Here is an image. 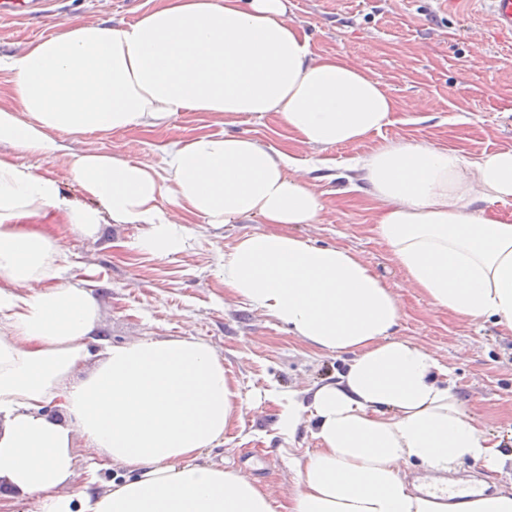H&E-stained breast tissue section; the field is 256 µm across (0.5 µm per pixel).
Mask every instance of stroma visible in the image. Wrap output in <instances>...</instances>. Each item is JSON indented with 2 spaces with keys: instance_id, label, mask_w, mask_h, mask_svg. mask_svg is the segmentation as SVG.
Instances as JSON below:
<instances>
[{
  "instance_id": "35a3bbf8",
  "label": "stroma",
  "mask_w": 512,
  "mask_h": 512,
  "mask_svg": "<svg viewBox=\"0 0 512 512\" xmlns=\"http://www.w3.org/2000/svg\"><path fill=\"white\" fill-rule=\"evenodd\" d=\"M161 2L69 0L68 9L86 23H132ZM288 16L309 37L314 54L345 55L397 103L390 125L323 150L326 168L301 172L325 208L318 223L291 230L318 245L347 247L369 263L397 299L396 337L448 362L464 409L507 456L490 473L495 487L512 485V331L432 307L374 233L368 196L349 190L345 178L351 159L390 140L431 143L469 157L512 150V36L499 32L470 0H288ZM224 128L218 114L183 112L168 130L89 133L66 142L155 163L166 142ZM232 128L301 160L311 154L272 113L238 115ZM181 219L192 230L187 248L162 258L133 249L140 230L132 224L110 223L102 234L83 237L67 232L61 216L47 215L23 219L20 228L59 240L71 274L88 279L97 295L98 332L111 343L197 336L221 352L242 392V420L200 460L235 468L276 502H287L300 489L288 458L312 451L317 442L304 425L290 437L279 432L282 405L290 393L335 379L348 357L309 345L225 288L219 257L240 237L261 231L257 220L205 224L186 213Z\"/></svg>"
}]
</instances>
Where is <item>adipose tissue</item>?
Returning a JSON list of instances; mask_svg holds the SVG:
<instances>
[{
	"mask_svg": "<svg viewBox=\"0 0 512 512\" xmlns=\"http://www.w3.org/2000/svg\"><path fill=\"white\" fill-rule=\"evenodd\" d=\"M288 0H164L130 24L65 27L0 57L10 101L0 145L65 158L79 203L33 166L0 154V512H275L239 472L199 463L241 414L224 358L194 336L104 345L88 368L97 299L69 276L58 241L17 220L59 213L75 235L104 218L142 229L133 246L184 250L188 213L206 224L259 219L221 257L224 286L317 349L350 354L334 381L289 401L281 433L311 424L312 452L291 457L301 488L284 512H448L411 490L416 462L447 473L504 456L461 407L446 363L396 338L400 309L370 265L290 225L318 223L321 195L288 152L230 132L169 141L160 164L78 150L62 134L170 126L186 111L275 113L313 151L390 124L395 101L343 55H314ZM357 169L375 234L412 287L440 310L512 331V221L486 206L512 199V151L472 159L433 144L389 141ZM55 415H48V408ZM85 440L119 483L95 489L73 451ZM81 483L79 496L61 494Z\"/></svg>",
	"mask_w": 512,
	"mask_h": 512,
	"instance_id": "adipose-tissue-1",
	"label": "adipose tissue"
}]
</instances>
